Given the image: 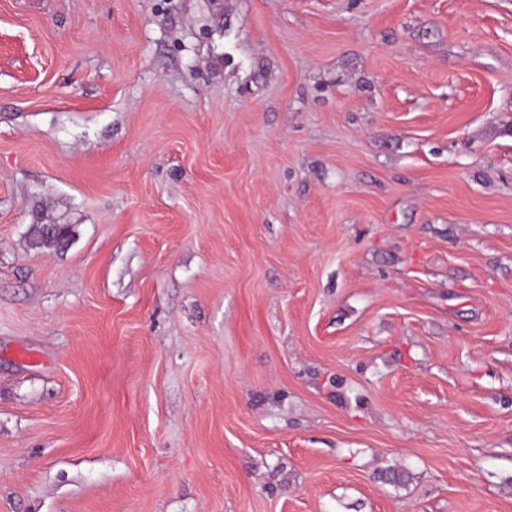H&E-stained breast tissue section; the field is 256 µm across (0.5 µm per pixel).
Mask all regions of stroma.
<instances>
[{
    "mask_svg": "<svg viewBox=\"0 0 512 512\" xmlns=\"http://www.w3.org/2000/svg\"><path fill=\"white\" fill-rule=\"evenodd\" d=\"M0 512H512V0H0ZM49 224L33 225L30 244L36 249L60 250L68 245L71 238V226L58 224L51 234L47 230Z\"/></svg>",
    "mask_w": 512,
    "mask_h": 512,
    "instance_id": "stroma-1",
    "label": "stroma"
}]
</instances>
